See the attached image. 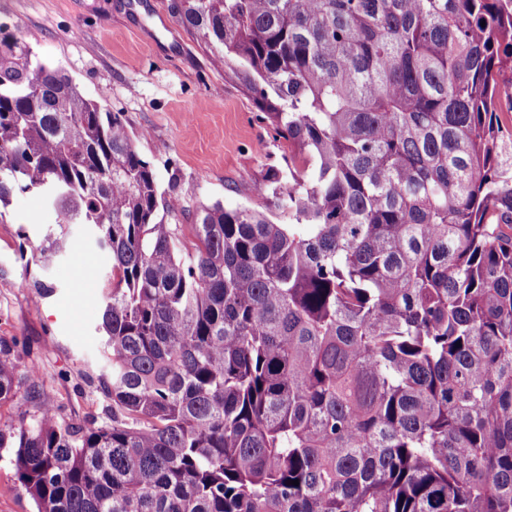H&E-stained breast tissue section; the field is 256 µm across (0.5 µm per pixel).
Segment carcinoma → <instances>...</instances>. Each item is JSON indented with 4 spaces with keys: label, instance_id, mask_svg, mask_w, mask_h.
<instances>
[{
    "label": "carcinoma",
    "instance_id": "cac0c4a2",
    "mask_svg": "<svg viewBox=\"0 0 512 512\" xmlns=\"http://www.w3.org/2000/svg\"><path fill=\"white\" fill-rule=\"evenodd\" d=\"M170 9L288 143L289 223L216 202L186 241L123 113L0 37V208L112 263L110 422L0 428L36 512H512V0ZM41 382L0 337V403Z\"/></svg>",
    "mask_w": 512,
    "mask_h": 512
}]
</instances>
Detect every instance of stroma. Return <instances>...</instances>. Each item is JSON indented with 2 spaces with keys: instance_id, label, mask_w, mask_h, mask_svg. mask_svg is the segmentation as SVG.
<instances>
[{
  "instance_id": "obj_1",
  "label": "stroma",
  "mask_w": 512,
  "mask_h": 512,
  "mask_svg": "<svg viewBox=\"0 0 512 512\" xmlns=\"http://www.w3.org/2000/svg\"><path fill=\"white\" fill-rule=\"evenodd\" d=\"M171 0H0V28L28 44L31 60L59 68L86 98L124 113L160 193L178 208L170 224L194 223L199 206L250 207L287 223L268 170L287 171L288 148L261 119L252 95L214 66L176 22ZM58 217L38 195L13 197L0 223V336L15 340L21 366L36 365L40 399L62 424H102L110 401L98 387L104 361L95 327L104 307L109 260L74 263L91 251L89 229L69 225L67 254L34 253ZM54 286L46 295L34 281Z\"/></svg>"
}]
</instances>
